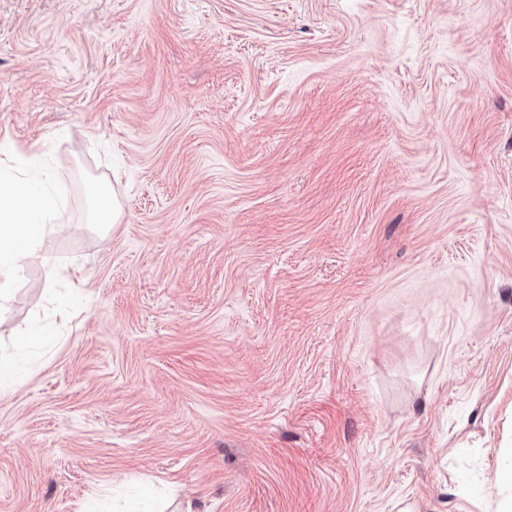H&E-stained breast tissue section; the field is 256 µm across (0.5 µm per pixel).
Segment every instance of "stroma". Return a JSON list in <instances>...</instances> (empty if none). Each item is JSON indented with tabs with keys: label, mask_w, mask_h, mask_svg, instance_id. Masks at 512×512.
<instances>
[{
	"label": "stroma",
	"mask_w": 512,
	"mask_h": 512,
	"mask_svg": "<svg viewBox=\"0 0 512 512\" xmlns=\"http://www.w3.org/2000/svg\"><path fill=\"white\" fill-rule=\"evenodd\" d=\"M34 153L84 303L0 392V512H493L512 0H0V163ZM92 206L88 223L96 224L103 231H110L112 224H119L123 218V206L107 182H99L92 188Z\"/></svg>",
	"instance_id": "stroma-1"
}]
</instances>
